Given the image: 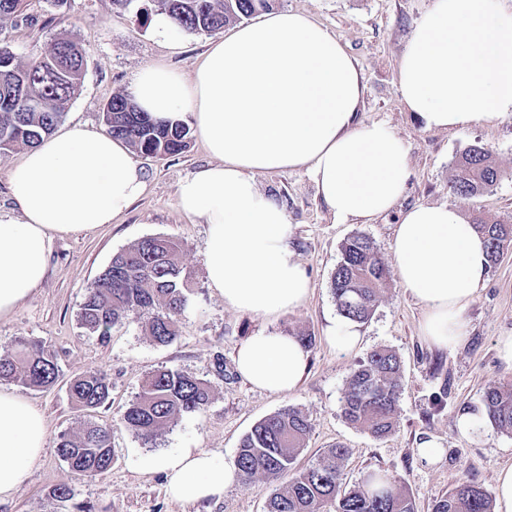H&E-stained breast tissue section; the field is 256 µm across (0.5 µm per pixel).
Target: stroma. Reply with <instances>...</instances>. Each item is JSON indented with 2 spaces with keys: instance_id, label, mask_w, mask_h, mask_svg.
I'll use <instances>...</instances> for the list:
<instances>
[{
  "instance_id": "35a3bbf8",
  "label": "stroma",
  "mask_w": 512,
  "mask_h": 512,
  "mask_svg": "<svg viewBox=\"0 0 512 512\" xmlns=\"http://www.w3.org/2000/svg\"><path fill=\"white\" fill-rule=\"evenodd\" d=\"M149 0L127 7L112 0H67L63 7L50 0H27L22 17L0 21V47L24 61L54 39L66 36L87 51L84 78L65 108L63 125L104 129L103 108L116 93L128 92L138 69L162 60L181 72L192 70L209 43L221 31L181 33L177 49L155 37L143 11ZM434 0H279L281 10L301 11L332 32L360 69L366 94L357 121L382 123L400 137L408 150L411 177L395 207L365 222L339 223L320 197L311 175L303 170L258 175L260 187L281 201L288 213L289 241L307 269L311 292L300 308L274 318H261L225 305L209 288L203 263L206 227L183 215L176 205L178 184L212 158L199 138H191L181 154L161 158L136 155L146 182L144 194L113 220L91 231L55 238L43 284L10 318L0 320V348L16 337L45 341L55 350L61 369L57 383L33 389L16 380L0 387L25 396L44 414L46 447L39 464L13 497L0 502V512H75L79 503L92 512H198L196 506L171 500L161 474L146 469L157 455L180 448H204L234 467L239 443L262 418L292 406L309 419L312 429L295 465L304 467L327 448L340 444L348 456L344 481L354 486L371 470L400 479L415 502L416 512H431L435 498L459 481L472 479L493 490L498 471L512 466V434L495 430L484 419L485 390L512 382V363L499 353V342L512 336V248L490 269L463 314L465 339L443 350L421 336L420 306L391 277L370 319L359 324L360 342L350 353H337L330 340L339 316L331 292V277L344 241L355 234L369 237L388 268H395V228L403 211L417 204H445L466 218L476 216L512 224V116L497 124H475L458 131H436L404 105L398 89V65L406 42L426 19ZM489 148L505 176L493 189L471 197L448 191L457 156L467 147ZM165 235L184 246L183 264L193 287L181 319L180 334L169 345L154 344L134 324L113 327L107 338L89 334L78 322L85 290L110 263L113 255L141 238ZM303 335L313 339L308 372L290 393L255 389L238 374V346L259 330ZM388 348L401 359V392L395 432L383 439L348 425L341 400L352 369L371 351ZM223 371H216V358ZM193 372L208 379L212 399L201 413L180 417L145 447L120 421L145 376L161 367ZM101 371L112 383V405L97 417L112 424L115 457L107 471L75 478L57 452L61 434H74L95 415L76 408L68 397L71 378ZM465 415L479 421L461 434ZM436 439L441 457L436 463L420 458L426 439ZM70 484L74 497L55 500L52 489ZM272 484L260 481L252 489L240 483L225 487L207 512H265Z\"/></svg>"
}]
</instances>
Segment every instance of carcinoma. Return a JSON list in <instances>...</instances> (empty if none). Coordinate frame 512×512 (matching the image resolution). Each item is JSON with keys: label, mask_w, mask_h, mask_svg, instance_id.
Wrapping results in <instances>:
<instances>
[{"label": "carcinoma", "mask_w": 512, "mask_h": 512, "mask_svg": "<svg viewBox=\"0 0 512 512\" xmlns=\"http://www.w3.org/2000/svg\"><path fill=\"white\" fill-rule=\"evenodd\" d=\"M169 16L177 30L211 32L272 9L277 0H152ZM25 0H0V18H18ZM86 50L59 38L29 61L18 63L0 48V155L19 146L30 147L53 132L62 121L66 104L81 85ZM130 97L116 94L104 107L103 121L112 136L149 157L183 152L190 129L182 121L158 123L144 112L126 111ZM504 171L490 149L472 145L455 160L448 190L457 196L480 195L499 184ZM487 243L489 267L512 246V225L473 219ZM181 241L149 236L112 257L110 264L86 289L79 311L80 325L101 338L126 322L137 323L157 345L172 343L186 307L191 274L184 268ZM390 271L378 258L373 242L354 235L342 246L341 259L331 279V291L341 316L364 323L387 287ZM401 365L386 348L372 351L349 377L342 398L344 420L376 438L395 431L400 395ZM59 377L57 355L42 340L19 337L0 353V379H18L32 388L46 389ZM213 394L211 382L195 373L167 367L150 372L139 392L121 414V423L145 445H155L162 433L184 414L203 411ZM110 382L104 373L75 377L69 398L78 407L108 405ZM482 403L485 416L497 430L512 434V386L494 384ZM311 432L300 410L288 406L257 422L241 440L236 467L242 487L258 479L270 483L288 475V484L272 490L266 512H415L400 481L387 473L370 472L357 486L343 487L347 449L337 445L304 469L292 472L296 453ZM57 451L71 473L93 476L112 465L110 427L87 422L77 435L62 434ZM432 512H493L491 495L478 483L465 480L434 501Z\"/></svg>", "instance_id": "1"}]
</instances>
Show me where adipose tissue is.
I'll use <instances>...</instances> for the list:
<instances>
[{"label":"adipose tissue","instance_id":"obj_1","mask_svg":"<svg viewBox=\"0 0 512 512\" xmlns=\"http://www.w3.org/2000/svg\"><path fill=\"white\" fill-rule=\"evenodd\" d=\"M398 88L425 128L490 125L512 114V12L498 0H435L412 33ZM365 85L349 54L306 14L280 10L237 25L211 43L191 75L156 62L130 83L136 106L158 121L191 115L214 161L183 180L178 209L207 226L210 288L233 309L262 318L302 306L306 269L288 240L284 207L256 174L304 169L342 223L388 211L409 178L404 142L380 123L355 117ZM18 216L0 215V319L44 281L56 236L111 223L145 188L124 140L76 125L24 151L8 170ZM396 272L422 308L421 336L448 349L464 340L462 315L488 272L471 221L446 205H418L395 229ZM309 352L291 335L262 330L238 348L239 374L272 392L294 390ZM47 437L43 413L0 389V501L38 465ZM170 498H220L234 479L214 453L183 448L156 457Z\"/></svg>","mask_w":512,"mask_h":512}]
</instances>
